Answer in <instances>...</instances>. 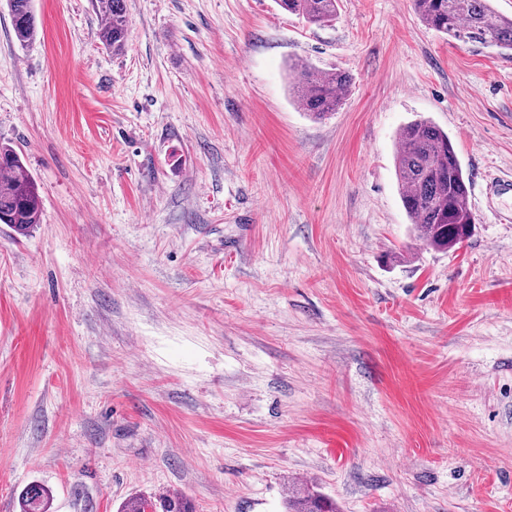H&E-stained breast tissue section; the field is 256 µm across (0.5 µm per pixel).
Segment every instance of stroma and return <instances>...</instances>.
<instances>
[{"label": "stroma", "mask_w": 512, "mask_h": 512, "mask_svg": "<svg viewBox=\"0 0 512 512\" xmlns=\"http://www.w3.org/2000/svg\"><path fill=\"white\" fill-rule=\"evenodd\" d=\"M0 0V143L41 224H0V512L186 496L284 512H512V54L424 25L412 0ZM346 71L316 120L288 66ZM469 177L471 237L409 233L394 156L418 117ZM7 3L16 39L21 45L30 43L37 32L32 0H8ZM100 28L98 37L112 54L122 53L128 33V16L125 0H99ZM286 12L301 15L310 23L320 24L336 19L339 0H276ZM19 498L23 512H46L50 493L43 485L32 482L21 490ZM288 512H337L336 503L313 485L293 486L285 499Z\"/></svg>", "instance_id": "1"}]
</instances>
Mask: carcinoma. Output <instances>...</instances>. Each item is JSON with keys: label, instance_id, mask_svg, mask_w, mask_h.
<instances>
[{"label": "carcinoma", "instance_id": "carcinoma-1", "mask_svg": "<svg viewBox=\"0 0 512 512\" xmlns=\"http://www.w3.org/2000/svg\"><path fill=\"white\" fill-rule=\"evenodd\" d=\"M286 12L320 24L336 19L339 0H276ZM423 23L463 43L512 51V18L498 14L492 0H413ZM12 27L22 45L36 35L32 0H8ZM98 37L114 54L124 51L128 16L126 0H100ZM290 86L302 110L315 119L336 111L350 82L341 70L324 71L311 64L288 66ZM395 175L415 241L426 249L448 250L470 235L469 179L448 133L429 119L414 120L397 133ZM41 219V198L19 154L0 147V224L24 234ZM22 512H46L49 490L32 482L19 493ZM288 512H337L336 503L313 485L294 486L285 499ZM119 512H194L183 495L131 498Z\"/></svg>", "mask_w": 512, "mask_h": 512}]
</instances>
